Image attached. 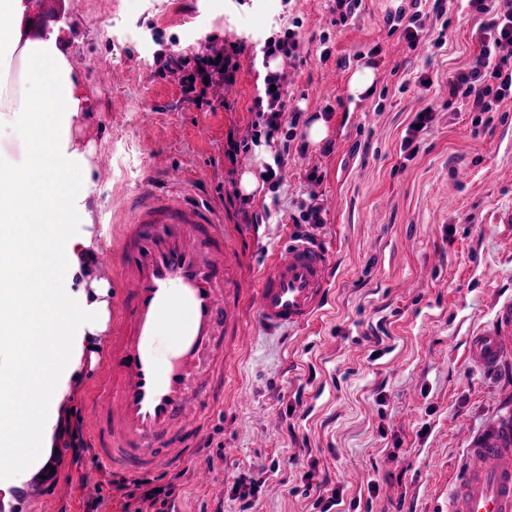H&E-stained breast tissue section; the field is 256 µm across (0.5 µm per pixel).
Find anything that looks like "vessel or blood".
Masks as SVG:
<instances>
[{
    "instance_id": "b4317fda",
    "label": "vessel or blood",
    "mask_w": 512,
    "mask_h": 512,
    "mask_svg": "<svg viewBox=\"0 0 512 512\" xmlns=\"http://www.w3.org/2000/svg\"><path fill=\"white\" fill-rule=\"evenodd\" d=\"M97 263L114 273L119 310L106 380L91 400L94 454L131 475L153 472L188 458L224 402L226 356L243 328L237 258L207 204L143 192ZM331 279L322 249L285 240L260 273L258 324L307 325L327 304ZM467 357L490 372L512 361V301L469 336ZM448 512H512L511 412L470 436Z\"/></svg>"
}]
</instances>
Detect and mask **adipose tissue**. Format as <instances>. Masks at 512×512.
<instances>
[{
    "instance_id": "adipose-tissue-1",
    "label": "adipose tissue",
    "mask_w": 512,
    "mask_h": 512,
    "mask_svg": "<svg viewBox=\"0 0 512 512\" xmlns=\"http://www.w3.org/2000/svg\"><path fill=\"white\" fill-rule=\"evenodd\" d=\"M87 105L58 31L24 39L0 30V227L16 242L0 250V501L49 475L59 409L86 347L104 331L108 292L52 287L50 252L74 272L92 182L72 126ZM74 175L59 185L57 168Z\"/></svg>"
}]
</instances>
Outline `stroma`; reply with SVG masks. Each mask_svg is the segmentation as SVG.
I'll use <instances>...</instances> for the list:
<instances>
[{
    "instance_id": "stroma-1",
    "label": "stroma",
    "mask_w": 512,
    "mask_h": 512,
    "mask_svg": "<svg viewBox=\"0 0 512 512\" xmlns=\"http://www.w3.org/2000/svg\"><path fill=\"white\" fill-rule=\"evenodd\" d=\"M409 4L362 0L345 22L336 0H61L54 9L89 107L73 136L92 168V221L75 232L98 250L129 197L172 192L212 205L240 262L246 322L224 405L195 455L162 470L178 512H319L304 478L313 466L342 491L335 512H447L468 436L512 409V373L483 372L465 353L468 336L512 297V101L481 113L439 96L472 62L478 22L449 0L445 45L428 36L412 49L386 25ZM292 27L297 59L254 63L265 40ZM236 41L235 83L204 104L154 63L161 52L193 56ZM103 68L111 85L98 81ZM363 68L371 90L352 95ZM271 70L286 102L282 130L228 160L227 140L249 135ZM424 73L431 88L418 83ZM427 108L434 119L409 153L405 137ZM318 120L327 136L314 142ZM263 151L284 165L249 196L261 220L248 224L231 200L244 173H260ZM164 164L183 172L181 184L165 180ZM312 204L320 223L302 219ZM297 237L329 253L335 277L322 314L289 338L258 327L253 291L264 261ZM108 340L84 356L66 401L86 428ZM201 468L209 483L196 482ZM111 479L85 452L59 467L53 492L20 497L19 512H84L92 496L98 512H122ZM254 480L256 499L232 494Z\"/></svg>"
}]
</instances>
